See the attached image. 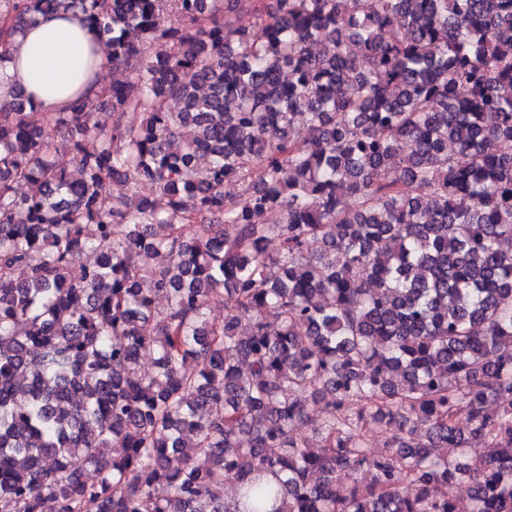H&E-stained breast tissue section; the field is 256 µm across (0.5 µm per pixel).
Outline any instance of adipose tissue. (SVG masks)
I'll return each mask as SVG.
<instances>
[{
	"instance_id": "adipose-tissue-1",
	"label": "adipose tissue",
	"mask_w": 512,
	"mask_h": 512,
	"mask_svg": "<svg viewBox=\"0 0 512 512\" xmlns=\"http://www.w3.org/2000/svg\"><path fill=\"white\" fill-rule=\"evenodd\" d=\"M107 62L96 28L81 14L41 17L10 46L0 68V99L19 89L35 112L62 111L101 92Z\"/></svg>"
}]
</instances>
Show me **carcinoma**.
Returning a JSON list of instances; mask_svg holds the SVG:
<instances>
[{
	"mask_svg": "<svg viewBox=\"0 0 512 512\" xmlns=\"http://www.w3.org/2000/svg\"><path fill=\"white\" fill-rule=\"evenodd\" d=\"M61 11L135 80L0 102V512H512V0H0V65Z\"/></svg>",
	"mask_w": 512,
	"mask_h": 512,
	"instance_id": "carcinoma-1",
	"label": "carcinoma"
}]
</instances>
